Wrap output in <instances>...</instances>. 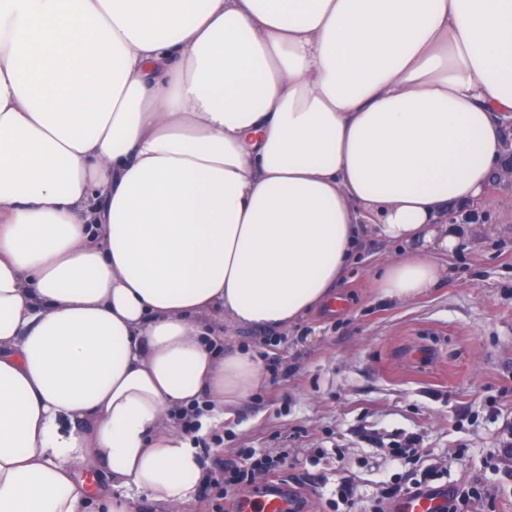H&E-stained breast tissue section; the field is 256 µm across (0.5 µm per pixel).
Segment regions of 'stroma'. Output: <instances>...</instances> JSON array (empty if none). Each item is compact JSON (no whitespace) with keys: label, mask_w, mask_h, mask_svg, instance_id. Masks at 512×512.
Here are the masks:
<instances>
[{"label":"stroma","mask_w":512,"mask_h":512,"mask_svg":"<svg viewBox=\"0 0 512 512\" xmlns=\"http://www.w3.org/2000/svg\"><path fill=\"white\" fill-rule=\"evenodd\" d=\"M387 252L376 240L359 255L335 310L289 329L225 324V341L251 346L270 371L213 431L208 465L289 451L286 472L257 473L244 493L283 480L301 512H334L345 480L357 487L353 512H368L391 483L432 465L442 485L475 488L469 512H512V179L490 188L480 231L426 297L376 300ZM410 442L419 463L394 459L391 447Z\"/></svg>","instance_id":"obj_1"}]
</instances>
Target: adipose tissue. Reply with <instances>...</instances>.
I'll return each mask as SVG.
<instances>
[{"instance_id":"ef3b65f1","label":"adipose tissue","mask_w":512,"mask_h":512,"mask_svg":"<svg viewBox=\"0 0 512 512\" xmlns=\"http://www.w3.org/2000/svg\"><path fill=\"white\" fill-rule=\"evenodd\" d=\"M509 118L512 0H0V512H185L267 382L222 324L338 301L371 237L428 294Z\"/></svg>"}]
</instances>
